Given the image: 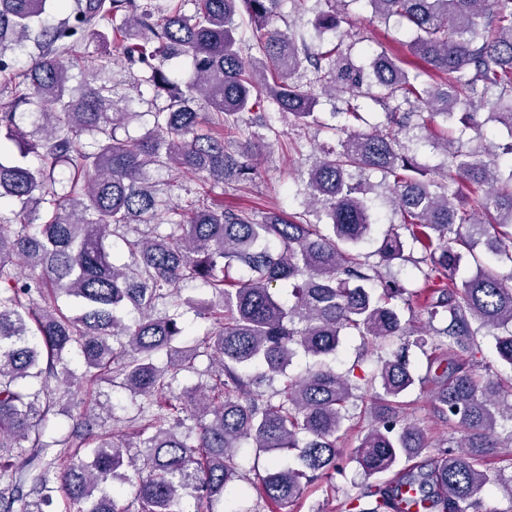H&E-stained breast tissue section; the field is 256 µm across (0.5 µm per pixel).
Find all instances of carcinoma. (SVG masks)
Instances as JSON below:
<instances>
[{
    "mask_svg": "<svg viewBox=\"0 0 512 512\" xmlns=\"http://www.w3.org/2000/svg\"><path fill=\"white\" fill-rule=\"evenodd\" d=\"M192 2L188 15L183 0H169L154 22L151 0H0V53L34 33L38 45L0 102V129L13 143L0 145V204L12 206L0 216V459L32 449L19 467L0 462V512H47L55 496L67 512H180L188 490L194 512H221L224 491L241 477L244 441L258 456L295 457L292 466L273 459L255 470L260 497L294 512L306 486L331 485L343 471L339 444L360 390L370 393L372 423L352 460L366 479L393 477L346 494L342 512H473L484 488L502 479L482 466L503 447L499 422L512 423V0H367L372 17L406 24L414 59L407 68L376 52L368 71L349 63L340 42L315 52L274 25L282 0ZM325 3L311 24L334 34L336 0ZM51 10L70 12L83 36L47 26ZM245 20L259 58L242 53ZM87 40L99 52H84ZM114 51L144 66L154 99L165 102L140 136L128 131L138 116L133 100L116 96L108 76ZM175 60L189 63L190 80L165 70ZM336 93L353 102L337 145L306 172L311 208L257 216L214 206V188L258 176L245 129L261 125L264 100L303 129L319 123L320 98ZM400 97L422 111L392 109L384 129L358 128L356 100L387 108ZM460 106L487 109L508 141L466 148V130L483 135L476 113H464L460 136L443 138L438 178L406 155L400 136L427 137L430 124L453 120ZM152 168L195 176L200 188L175 207L151 182ZM373 171L393 177L384 199L393 219L377 266L359 251L378 226L380 194L362 179ZM151 221L153 235H141L139 225ZM163 224L179 233L159 232ZM121 229L125 262L108 244ZM483 238L488 255L456 281L463 252L474 254ZM409 243L422 253L415 270L403 281L383 276L378 266L410 261ZM195 280L209 297L180 295ZM62 294L77 301L73 311L57 304ZM421 299L428 318L417 327ZM185 307L214 326L191 347L180 345ZM128 310L138 319L126 322ZM486 332L506 375L475 370ZM347 336L399 345L361 386L354 371L328 365ZM428 345L441 351L430 387L435 413L461 432L433 455L423 429L404 417L405 395L423 384L409 351ZM299 353L312 364L293 377ZM199 356L215 361L208 379L175 392L178 374L195 372ZM51 377L70 396L121 379L149 408L129 425L135 451L94 431L92 412L108 410L96 399L65 436L45 441L43 427L58 414ZM277 378L275 401L261 387ZM53 446L70 449L68 464L44 463L24 488L22 472ZM125 465L132 474L120 472ZM110 479L119 485L109 492Z\"/></svg>",
    "mask_w": 512,
    "mask_h": 512,
    "instance_id": "carcinoma-1",
    "label": "carcinoma"
}]
</instances>
